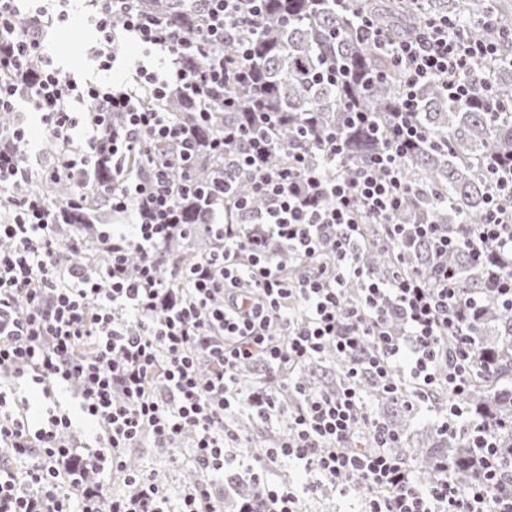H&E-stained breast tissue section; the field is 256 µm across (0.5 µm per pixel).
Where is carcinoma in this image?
Here are the masks:
<instances>
[{"label":"carcinoma","mask_w":512,"mask_h":512,"mask_svg":"<svg viewBox=\"0 0 512 512\" xmlns=\"http://www.w3.org/2000/svg\"><path fill=\"white\" fill-rule=\"evenodd\" d=\"M367 16L386 35L398 40L413 34L419 18L409 5L397 0H364ZM203 0H141L140 8L157 16L164 25L189 35L195 30ZM424 12L446 17L466 26L476 39L487 36L478 19L493 14L501 29H512V0H425ZM358 19L340 12L335 0H265L258 33H237L248 41L250 67L256 82L249 86H227L224 97L237 101L234 110L213 102L215 115L210 121L199 118L200 107L174 90L165 105L175 112L194 135L198 151L195 158L197 189L191 198L179 204L180 223L203 224L201 203L213 182L223 179L224 159L215 155L210 143L218 130L228 123L246 119L245 109L256 103L283 112L288 121L277 134L278 146L270 151L269 166L288 165V147L310 141L326 128L344 132L347 141L345 160L353 169L363 164L380 148V141L365 127L345 126L346 111L367 112L380 125L394 111L404 86L401 73L382 50L361 42L355 34ZM341 59L348 74L342 82H316L312 79L331 59ZM492 90L469 103L452 101L436 82L416 90L421 124L430 133L427 142L408 151L405 176L415 191L407 197L399 218L410 224H440L450 232L462 224H480L489 204V184L485 164L490 159L512 160V65L507 61L486 64ZM261 173H232V196L247 198L252 210L264 208L254 188ZM40 189L53 197L65 223L72 230L97 222L108 200L98 189H73L66 181H49ZM382 234L378 224L365 225L370 243L362 254L364 266L376 277L388 276L396 261L409 270L431 273V248L420 242L406 250L401 258L388 248L373 244ZM210 239L197 234L174 243L171 253L160 256L162 275L175 263L190 264L201 257L199 250L210 249ZM448 264L457 268L465 288L474 291L486 287L484 267L471 263L459 250L448 253ZM477 361L491 367V372L471 383L466 405L471 414L484 418L492 427L512 421V312L501 309L493 299L484 302V311L474 328ZM342 362L331 352L301 372V382L311 388L334 384ZM371 400L393 404L396 414L385 419L399 435L396 451L422 462V473H438L448 462V476L468 485L480 476L478 449L466 436H448L435 429L426 439L412 440L409 415L388 394L367 388Z\"/></svg>","instance_id":"carcinoma-1"}]
</instances>
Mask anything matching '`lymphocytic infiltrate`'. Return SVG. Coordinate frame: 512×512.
I'll return each instance as SVG.
<instances>
[{
    "instance_id": "f902f5d3",
    "label": "lymphocytic infiltrate",
    "mask_w": 512,
    "mask_h": 512,
    "mask_svg": "<svg viewBox=\"0 0 512 512\" xmlns=\"http://www.w3.org/2000/svg\"><path fill=\"white\" fill-rule=\"evenodd\" d=\"M99 43L92 50L100 78L83 84L63 72L44 49L47 6L36 0H0V112L15 115L0 131V187L28 185L0 218V445L27 463L24 477L0 467V512H217L224 493V454L252 468L253 489L240 496L237 512H297L308 494L330 489L347 495L364 485L361 512H512V461L497 458L496 430L467 412L462 400L475 369L473 328L486 298L512 310V267L490 261L488 244L512 252V161L486 168L494 194L484 223L461 233L436 224H398L393 217L413 188L402 161L408 148L426 142L416 122V88L438 80L449 98L469 101L490 90L484 63L512 59V31L472 40L465 28L429 18L409 38L385 42L364 15L362 0H336L358 17V39L386 49L402 73L404 92L385 126L352 112V125L370 126L380 150L354 174L325 179L307 163L308 153L343 163L346 139L333 130L291 166L268 170L255 192L266 200L252 211L247 199L234 207L242 221H224L225 184L210 192L207 222L213 250L176 268L185 288L165 287L157 258L181 230L179 200L193 188L194 139L167 112L169 88L204 105L224 84L252 81L248 51L220 48L245 23L256 22L263 0H208L193 34L181 35L140 11L138 0H90ZM154 54V67L124 56L128 40ZM197 52L203 64L182 65ZM124 74L113 78L116 61ZM41 116L57 152L31 164L18 102ZM121 114L113 126V114ZM280 118L270 109L224 128L215 154L245 170L265 168ZM84 128L85 145L72 131ZM111 184L98 191L112 220L95 236L100 256L93 266L65 263L80 254L81 236L60 232L54 202L36 183L66 180L82 185L100 168ZM180 169L173 180L172 169ZM373 218L385 227L393 250L429 242L431 274L399 272L387 279L368 274L361 261L362 226ZM463 250L488 265L486 289L462 287L448 254ZM297 261L296 274L277 261ZM137 271H129L131 254ZM360 281L357 299L347 286ZM334 348L344 362L335 388L308 389L298 372ZM262 373L253 391L241 388V363ZM29 377L44 391L76 387L82 411L95 424L99 448L81 457L70 451L68 415L34 422L6 410L14 379ZM399 395L408 410L427 403L436 388L455 402L440 431L472 433L483 475L467 486L447 477L427 480L396 456L399 436L374 417L362 381ZM281 423L284 432L259 450L246 448L244 432L229 418ZM173 449L189 448L198 474L178 500L155 473L131 466L130 453L144 439ZM110 463L122 473L124 494H107L86 475ZM285 463L307 474L303 486L274 481Z\"/></svg>"
}]
</instances>
